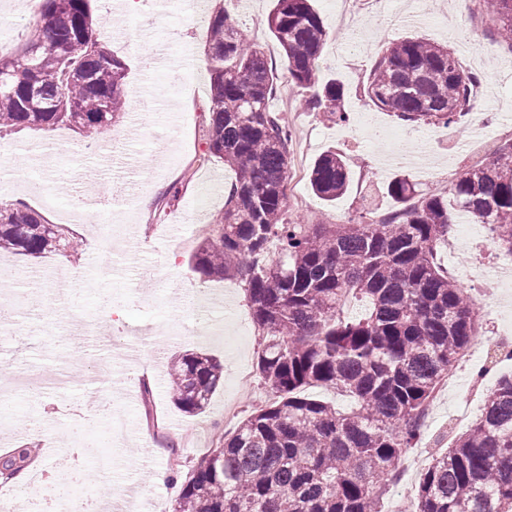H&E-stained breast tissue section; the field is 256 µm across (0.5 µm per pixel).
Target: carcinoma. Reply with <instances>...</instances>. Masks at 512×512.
<instances>
[{
	"instance_id": "1",
	"label": "carcinoma",
	"mask_w": 512,
	"mask_h": 512,
	"mask_svg": "<svg viewBox=\"0 0 512 512\" xmlns=\"http://www.w3.org/2000/svg\"><path fill=\"white\" fill-rule=\"evenodd\" d=\"M500 43L512 50V0H483ZM38 43L0 71V130L64 125L102 135L125 111V66L93 33L91 0H36ZM210 104L207 153L236 174L216 235L191 255L192 272L243 283L261 331L256 371L269 402L254 409L186 474L173 512H379L382 490L422 435L440 378L479 335L462 288L434 250L451 225L486 224L512 253V142L467 169L446 195L412 203L415 185L388 191L405 203L378 222L292 224L286 216L292 132L270 109L277 75L219 8L207 13ZM268 29L308 112L347 122L344 90L319 66L327 32L310 0H276ZM479 77L448 48L407 37L388 46L363 92L407 124L446 128L466 115ZM346 160L314 163L313 193L332 201L349 184ZM69 238L25 206L0 207V250L39 257ZM367 300L358 319L337 314L343 293ZM223 364L186 353L170 369L174 404L202 413ZM338 389L355 407L305 396ZM36 458L0 457V485ZM413 512H512V376L485 394L481 417L454 436L423 473Z\"/></svg>"
}]
</instances>
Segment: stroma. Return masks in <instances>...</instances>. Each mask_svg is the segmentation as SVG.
Masks as SVG:
<instances>
[{
    "label": "stroma",
    "mask_w": 512,
    "mask_h": 512,
    "mask_svg": "<svg viewBox=\"0 0 512 512\" xmlns=\"http://www.w3.org/2000/svg\"><path fill=\"white\" fill-rule=\"evenodd\" d=\"M426 14L408 19L409 0H389L377 10L365 0H314L328 32L322 53L325 78L340 83L349 120L329 121L301 111L288 84L284 52L270 35L267 16L272 0H217L235 18L243 38L258 46L277 72L270 98L293 130L290 169L300 177L287 191V217L295 224L370 223L377 212L396 208L386 186L393 180L414 183L419 194H443L462 171L474 166L463 143L469 130L485 124L512 140L503 124L512 125V53L494 43L493 23L483 0H425ZM93 30L106 26L126 37L110 47L125 63L127 107L108 134L87 137L65 126L25 127L0 134V205L23 204L51 224L62 225L80 241L69 253L81 277L60 292L42 286L36 272L61 269L60 252L30 258L0 252L12 276L0 280V299L26 289L28 304L15 316L10 335H0V453L29 446L38 449L39 465L68 463L74 449L93 445V429H73L75 417L94 414L100 395H108L115 414L129 423V437L112 451V471L104 474L85 457L77 469L82 484L100 504L114 500L116 489L138 483L143 502L160 503L172 512L181 491V476L195 459L217 445L224 433V405L238 416L265 405L260 384L234 387L240 365L254 366L260 333L254 324L243 286L234 280H204L188 267V259L213 234V220L224 210L225 188L234 170L206 154L205 114L210 76L204 51L206 19L179 8L155 13L149 0H91ZM423 37L458 51L459 63L480 82L470 109L445 139L425 141L427 125H407L365 98L362 84L390 42ZM196 60L192 69L176 71L183 43ZM121 142L136 153L135 172L125 181L108 179L95 162L106 143ZM343 154L351 170L346 191L323 201L312 191L309 176L319 156ZM52 189L55 203L42 201ZM104 203L94 223H85V200ZM479 311L483 334L472 344L481 349L504 322H512V297L470 292ZM148 345L139 362L118 349L133 337ZM204 350L224 364V379L206 411L197 416L172 402L170 366L186 352ZM42 376L66 371L68 388L40 391L19 386L22 373ZM454 386L436 391L433 414L414 448L401 461L404 485L417 487L431 458L447 448L449 413L467 396L474 378L484 390L512 374V360L497 365L481 358L459 361ZM149 381L152 399L143 402L140 386ZM158 426L166 441L182 450L179 460L145 447L147 427ZM401 485V486H404ZM401 486L390 485L381 507L388 512Z\"/></svg>",
    "instance_id": "obj_1"
}]
</instances>
